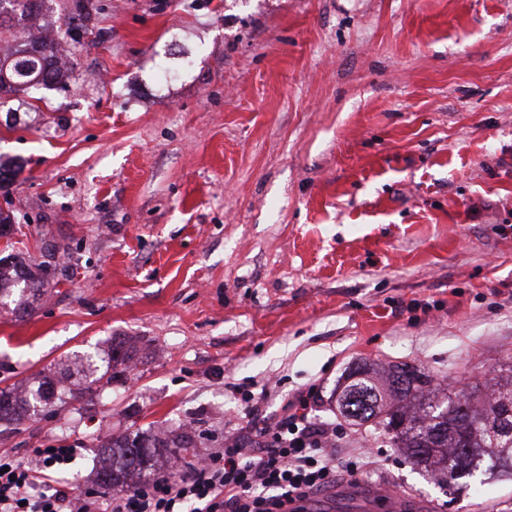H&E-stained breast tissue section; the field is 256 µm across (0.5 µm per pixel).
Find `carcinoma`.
<instances>
[{"label":"carcinoma","instance_id":"cac0c4a2","mask_svg":"<svg viewBox=\"0 0 512 512\" xmlns=\"http://www.w3.org/2000/svg\"><path fill=\"white\" fill-rule=\"evenodd\" d=\"M45 0H0V40L13 35L16 21L42 13ZM92 0H75L73 15L58 17L60 39L81 42L83 31L92 21ZM41 86L63 90L59 45L43 39L19 44L0 56V92H24ZM45 265L33 271L16 256L0 258V305L4 297L17 294L14 311H29L30 299L44 288ZM135 349L125 341H111L104 375L112 382L124 375ZM339 399L341 415L356 424L368 422L390 435L396 448L406 450L416 465L439 477L446 487L472 476L487 464L492 470L506 466L512 471V378L490 385L479 381L458 391L438 396V385L425 369L393 365L381 384L368 365L354 372ZM95 377L83 388L56 392L54 382L43 380L25 388L20 399L9 388L0 389V422L19 425L52 403L75 400L91 392ZM149 445L127 437L103 446L101 482L114 490L128 489L141 482L151 469Z\"/></svg>","mask_w":512,"mask_h":512}]
</instances>
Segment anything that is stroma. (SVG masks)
<instances>
[{"instance_id": "stroma-1", "label": "stroma", "mask_w": 512, "mask_h": 512, "mask_svg": "<svg viewBox=\"0 0 512 512\" xmlns=\"http://www.w3.org/2000/svg\"><path fill=\"white\" fill-rule=\"evenodd\" d=\"M94 3L70 91L0 107L24 166L0 256L54 251L34 312L0 311V389L141 350L0 450L76 448L62 483L105 499L95 431L220 448L243 391L272 421L313 388L339 456L376 463L308 512H512V479L444 493L337 405L365 363L456 389L512 364V0ZM134 352L135 349L125 341L120 340L119 342H116V339H113L111 341L109 353L107 354V366L103 375L90 380L89 386L77 388L75 390H63L57 395V399L63 402H66V398L77 400V398L83 397L85 393H90L91 385L100 381L105 376H107V383H112V380L114 381L118 377L123 376L124 372L129 368V363L133 360L135 355ZM118 366H122V368L118 370Z\"/></svg>"}]
</instances>
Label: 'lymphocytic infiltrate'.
Wrapping results in <instances>:
<instances>
[{"label":"lymphocytic infiltrate","mask_w":512,"mask_h":512,"mask_svg":"<svg viewBox=\"0 0 512 512\" xmlns=\"http://www.w3.org/2000/svg\"><path fill=\"white\" fill-rule=\"evenodd\" d=\"M318 397L308 391L282 416L254 424L247 411L243 431L212 449L191 470L166 474L114 493L110 512H305L304 504L344 472L371 467L370 457L339 459L340 430L319 420ZM35 463L0 453V512H101L96 496H73L49 482L75 460L72 448H41Z\"/></svg>","instance_id":"f902f5d3"}]
</instances>
